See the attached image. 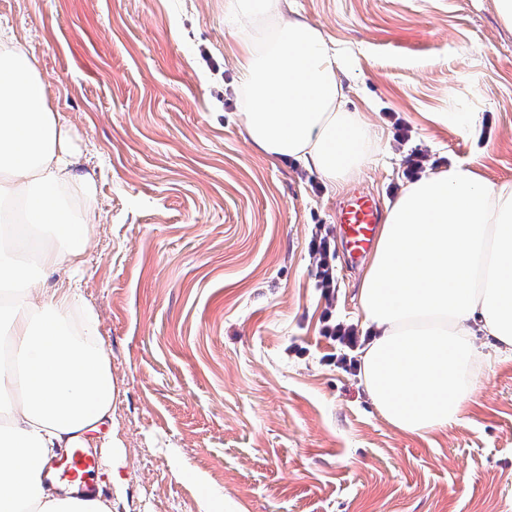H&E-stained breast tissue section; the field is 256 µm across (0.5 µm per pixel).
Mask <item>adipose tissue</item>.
<instances>
[{"mask_svg": "<svg viewBox=\"0 0 512 512\" xmlns=\"http://www.w3.org/2000/svg\"><path fill=\"white\" fill-rule=\"evenodd\" d=\"M236 17H276L273 34L236 38L237 91L250 145L297 158L335 185L370 159L378 133L346 107L341 55L288 0H225ZM95 185L48 99L35 57L0 29V512H112L56 495L41 465L64 448H114L117 389L95 307L81 293ZM35 260L60 280L38 298L10 290ZM373 331L361 376L378 414L424 436L455 423L476 394L483 333L512 357V181L453 164L387 205L357 294Z\"/></svg>", "mask_w": 512, "mask_h": 512, "instance_id": "1", "label": "adipose tissue"}]
</instances>
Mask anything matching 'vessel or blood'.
<instances>
[{"label": "vessel or blood", "instance_id": "obj_1", "mask_svg": "<svg viewBox=\"0 0 512 512\" xmlns=\"http://www.w3.org/2000/svg\"><path fill=\"white\" fill-rule=\"evenodd\" d=\"M380 222V210L371 195L356 193L343 203L337 214L339 242L350 261H359L372 250ZM66 464L77 494L85 499L95 498L96 457L85 449L75 448L67 455Z\"/></svg>", "mask_w": 512, "mask_h": 512}]
</instances>
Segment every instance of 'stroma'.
Masks as SVG:
<instances>
[{"mask_svg":"<svg viewBox=\"0 0 512 512\" xmlns=\"http://www.w3.org/2000/svg\"><path fill=\"white\" fill-rule=\"evenodd\" d=\"M224 2L0 0L95 183L81 291L118 390L112 512H512V359L488 358L448 430L397 432L356 371L324 360L308 248L316 225L337 237L352 191L393 201L408 150L512 179L495 0H292L341 49L348 109L382 133L341 187L248 143ZM434 112L478 113V130ZM362 274L337 255L330 304L356 326Z\"/></svg>","mask_w":512,"mask_h":512,"instance_id":"35a3bbf8","label":"stroma"}]
</instances>
